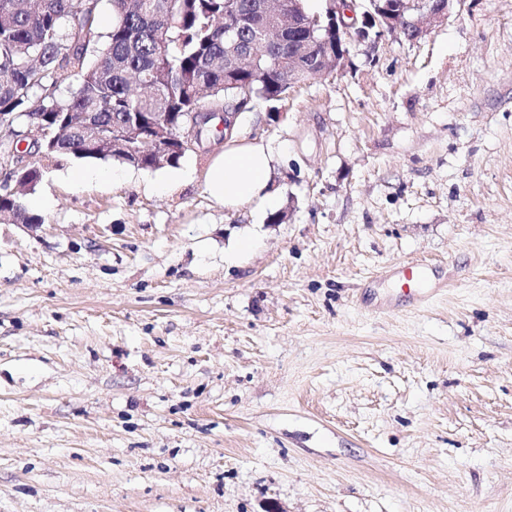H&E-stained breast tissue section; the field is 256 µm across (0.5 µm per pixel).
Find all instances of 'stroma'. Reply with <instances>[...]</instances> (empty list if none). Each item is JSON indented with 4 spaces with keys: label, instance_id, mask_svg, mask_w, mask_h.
<instances>
[{
    "label": "stroma",
    "instance_id": "35a3bbf8",
    "mask_svg": "<svg viewBox=\"0 0 512 512\" xmlns=\"http://www.w3.org/2000/svg\"><path fill=\"white\" fill-rule=\"evenodd\" d=\"M279 109L238 139L284 222L212 199V151L49 158L45 224L0 220V512H512V0Z\"/></svg>",
    "mask_w": 512,
    "mask_h": 512
}]
</instances>
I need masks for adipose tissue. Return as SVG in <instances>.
<instances>
[{
  "label": "adipose tissue",
  "instance_id": "obj_1",
  "mask_svg": "<svg viewBox=\"0 0 512 512\" xmlns=\"http://www.w3.org/2000/svg\"><path fill=\"white\" fill-rule=\"evenodd\" d=\"M271 163L272 153L264 145H225L208 172L206 188L231 207L252 200L267 202Z\"/></svg>",
  "mask_w": 512,
  "mask_h": 512
}]
</instances>
